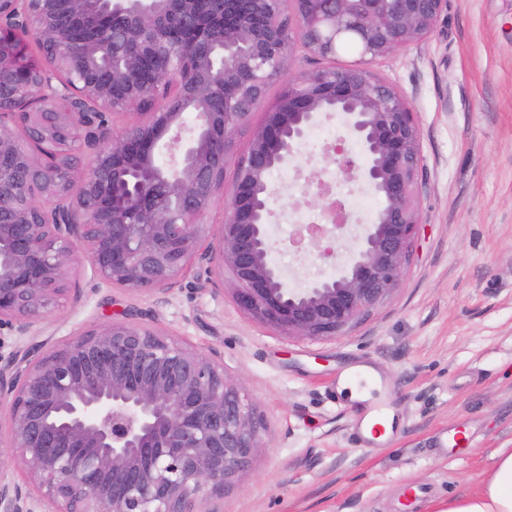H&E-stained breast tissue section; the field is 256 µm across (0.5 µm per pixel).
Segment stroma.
<instances>
[{
	"label": "stroma",
	"instance_id": "35a3bbf8",
	"mask_svg": "<svg viewBox=\"0 0 512 512\" xmlns=\"http://www.w3.org/2000/svg\"><path fill=\"white\" fill-rule=\"evenodd\" d=\"M408 99L421 130L419 226L401 287L346 335L287 338L215 298L189 269L159 298L110 286L80 268L33 335H0V352L60 341L107 318L146 321L216 352L262 418L264 447L208 512H432L477 489L497 449L512 448V0H447L434 34L376 62ZM322 143L305 139L269 177L270 232L290 287L319 272L313 249L289 246L299 218L330 223L305 195L311 174H334ZM351 210L339 261L359 244L382 200L364 178L336 179ZM383 384L393 417L385 443H358L360 408L337 394L357 363Z\"/></svg>",
	"mask_w": 512,
	"mask_h": 512
}]
</instances>
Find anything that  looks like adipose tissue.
Returning <instances> with one entry per match:
<instances>
[{
  "label": "adipose tissue",
  "mask_w": 512,
  "mask_h": 512,
  "mask_svg": "<svg viewBox=\"0 0 512 512\" xmlns=\"http://www.w3.org/2000/svg\"><path fill=\"white\" fill-rule=\"evenodd\" d=\"M435 512H512V448H500L490 475L471 493L449 494Z\"/></svg>",
  "instance_id": "1"
}]
</instances>
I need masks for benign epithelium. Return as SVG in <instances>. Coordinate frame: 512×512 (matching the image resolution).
<instances>
[{"label": "benign epithelium", "instance_id": "benign-epithelium-1", "mask_svg": "<svg viewBox=\"0 0 512 512\" xmlns=\"http://www.w3.org/2000/svg\"><path fill=\"white\" fill-rule=\"evenodd\" d=\"M78 0H0V332L28 336L69 292L86 261L108 284L167 294L194 265L214 297L281 335L344 336L401 287L419 224L420 129L410 103L371 65L429 37L446 0H221L224 32L205 36L202 0H99L101 35L84 39ZM197 34L190 66L168 51ZM77 41L79 80L31 51ZM345 66L286 67L301 50ZM281 80L247 153L225 183L238 131ZM149 99L145 120L112 134L105 112ZM318 112L347 117L366 181L383 199L346 265L288 287L269 233L271 172ZM194 124L188 126L187 114ZM52 140L95 157L88 173L32 151ZM165 150L171 162L161 165ZM347 178L359 169L340 140L325 151ZM228 215L206 221L217 200ZM331 227L303 226L317 259L336 261L346 215L316 183ZM0 512H201L249 470L263 423L224 362L153 325L95 324L40 352L0 356Z\"/></svg>", "mask_w": 512, "mask_h": 512}]
</instances>
